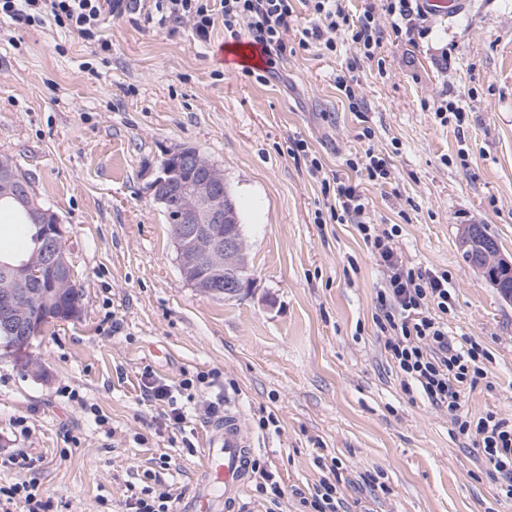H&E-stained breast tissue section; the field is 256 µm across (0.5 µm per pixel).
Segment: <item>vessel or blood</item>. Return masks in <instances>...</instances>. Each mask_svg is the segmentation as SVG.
<instances>
[{"label":"vessel or blood","instance_id":"b4317fda","mask_svg":"<svg viewBox=\"0 0 512 512\" xmlns=\"http://www.w3.org/2000/svg\"><path fill=\"white\" fill-rule=\"evenodd\" d=\"M252 443L245 437L239 413L225 406L208 429L200 481L177 512H232L250 477Z\"/></svg>","mask_w":512,"mask_h":512}]
</instances>
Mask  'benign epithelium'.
<instances>
[{"instance_id": "benign-epithelium-1", "label": "benign epithelium", "mask_w": 512, "mask_h": 512, "mask_svg": "<svg viewBox=\"0 0 512 512\" xmlns=\"http://www.w3.org/2000/svg\"><path fill=\"white\" fill-rule=\"evenodd\" d=\"M165 158L168 162L160 164L151 190L159 203L178 198L176 243L184 279L209 296H238L247 284H237L233 274L248 263V258L242 232L226 230L227 225L239 223V215L224 174L194 148H178ZM0 198H11L23 207L32 223L41 227L45 240L44 247L27 260L0 262V320L8 321L28 341L35 316L18 300L33 295L35 279L43 285L38 296L44 301L58 298L73 280L65 248L66 229L52 209L33 202L18 182L12 161L0 164ZM205 267L224 269V285L205 277Z\"/></svg>"}]
</instances>
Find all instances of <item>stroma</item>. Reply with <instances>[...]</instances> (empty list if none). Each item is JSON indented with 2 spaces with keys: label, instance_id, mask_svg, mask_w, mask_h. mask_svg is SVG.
<instances>
[{
  "label": "stroma",
  "instance_id": "obj_1",
  "mask_svg": "<svg viewBox=\"0 0 512 512\" xmlns=\"http://www.w3.org/2000/svg\"><path fill=\"white\" fill-rule=\"evenodd\" d=\"M343 5L356 20L372 12L382 37L380 63L355 72L356 109L336 88L354 45L299 49L304 16L288 32L295 53L263 83L225 69L220 51L234 40L223 25L205 41L187 18L159 27L153 0L106 17V53L66 29L0 21V154L58 214L82 290L79 316L32 341L40 373L0 354V485L21 478L11 457L22 450L54 512H123L147 486L190 495L206 409L221 401L237 408L261 467L237 512H264V470L286 492L277 512H302L300 495L333 470L345 512H512L450 415L404 390L373 321L381 268L355 225L317 223L320 184L288 154L306 140L340 179L365 149L386 159L389 179L362 183L372 219L399 225L407 265L447 271L448 326L488 353L460 412L512 414V300L458 242L482 224L512 257V0H466L409 37L395 36L378 0ZM445 96L465 124H440ZM181 147L214 163L238 204L251 276L236 298L183 278L153 198L164 155ZM210 371L182 424L141 397L143 373L175 387ZM364 475L373 489L359 488Z\"/></svg>",
  "mask_w": 512,
  "mask_h": 512
}]
</instances>
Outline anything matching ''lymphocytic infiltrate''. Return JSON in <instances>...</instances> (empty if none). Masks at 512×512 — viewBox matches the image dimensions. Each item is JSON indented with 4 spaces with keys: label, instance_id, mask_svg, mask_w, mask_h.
I'll return each instance as SVG.
<instances>
[{
    "label": "lymphocytic infiltrate",
    "instance_id": "f902f5d3",
    "mask_svg": "<svg viewBox=\"0 0 512 512\" xmlns=\"http://www.w3.org/2000/svg\"><path fill=\"white\" fill-rule=\"evenodd\" d=\"M211 0H155L160 24L191 18L199 38L210 35L216 22H223L231 35L247 34L259 46L269 65L288 52V31L300 12H307L312 26L302 28L298 45H319L333 53L337 41L349 37L357 55L337 76L336 87L348 99L358 97L353 73L362 61L377 55L380 37L372 16L351 24L341 0H220V13H213ZM125 9L124 0H0V17L38 25L50 22L77 32L88 41L96 40L104 14ZM310 171L321 179V193L331 197L327 209L331 221L355 224L364 243L382 268L383 282L376 294L374 321L386 336L384 348L402 377L406 391L419 393L431 406L455 413L467 385L486 373V352L469 339L448 333V312L455 291L447 271L406 265L396 246L398 225L381 229L371 219L368 201L360 182L350 179L330 182L323 178V166L312 160ZM208 374L183 378L178 387L145 376L144 401L167 407L170 421L180 424L185 413L175 390L188 391L207 384ZM461 434L472 437L485 462L494 470L506 497L512 498V416L488 411L478 418L457 422Z\"/></svg>",
    "mask_w": 512,
    "mask_h": 512
}]
</instances>
